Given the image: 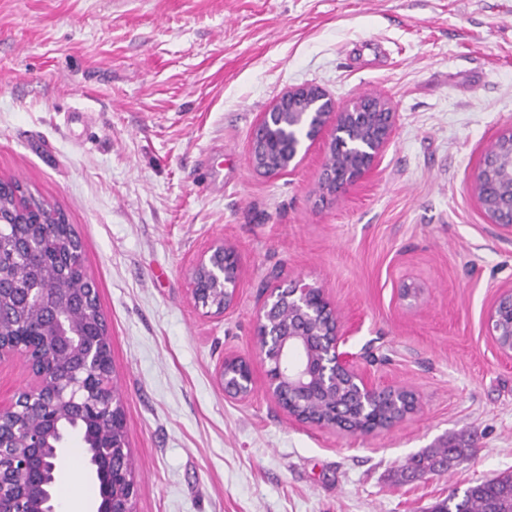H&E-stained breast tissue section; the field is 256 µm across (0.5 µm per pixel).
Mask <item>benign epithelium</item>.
Masks as SVG:
<instances>
[{"label":"benign epithelium","mask_w":512,"mask_h":512,"mask_svg":"<svg viewBox=\"0 0 512 512\" xmlns=\"http://www.w3.org/2000/svg\"><path fill=\"white\" fill-rule=\"evenodd\" d=\"M396 113L387 100L364 97L339 108L315 86H300L278 96L262 113L249 145L250 160L267 177L292 172L302 150H310L332 127L318 182L322 199L347 192L370 173L390 139ZM312 122L301 139L288 137L285 166L265 159L272 154L264 133L284 122L288 129ZM309 146H304V142ZM473 193L490 219L512 234V129L502 132L471 174ZM17 250L39 261L37 240L19 234ZM241 270L231 244H212L190 270L192 296L215 297L212 306L222 315L237 297ZM97 304L94 286L75 288L65 296L50 288H27L10 281L0 288V320L4 317L34 322L31 343L23 349L0 337V360L24 356L27 364L40 361L32 386L17 390L0 408V512H58L50 488L56 483V462L74 438L86 448L89 466L99 484L97 512H133L134 475L128 468L125 416L111 375V347L103 318L92 322L96 335L88 336L69 317L72 307ZM486 327L502 354L512 358V289L503 290L490 306ZM258 353L268 365L265 388L289 416L322 428L368 435L391 429L419 405L418 395L406 388L374 385L346 349L336 307L323 288L301 280L273 283L257 313ZM224 394L246 399L255 388L248 360L227 357L217 371ZM322 401L320 411L300 415L296 405Z\"/></svg>","instance_id":"obj_1"}]
</instances>
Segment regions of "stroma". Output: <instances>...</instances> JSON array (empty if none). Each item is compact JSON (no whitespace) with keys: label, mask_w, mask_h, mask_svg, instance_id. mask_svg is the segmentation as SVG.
<instances>
[{"label":"stroma","mask_w":512,"mask_h":512,"mask_svg":"<svg viewBox=\"0 0 512 512\" xmlns=\"http://www.w3.org/2000/svg\"><path fill=\"white\" fill-rule=\"evenodd\" d=\"M388 99L375 172L321 203L315 145L268 178L248 145L283 91ZM512 127V0H0V180L60 208L110 336L138 484L134 512H431L512 472V360L485 328L512 288V235L469 178ZM231 242L224 315L189 269ZM324 288L375 385L418 409L353 435L265 392L256 315L274 280ZM412 287L402 298L400 290ZM255 390L225 396L224 359ZM459 444L444 475L402 464ZM217 381L224 394L234 399H246L255 388V378L248 360L227 357L217 371Z\"/></svg>","instance_id":"35a3bbf8"}]
</instances>
